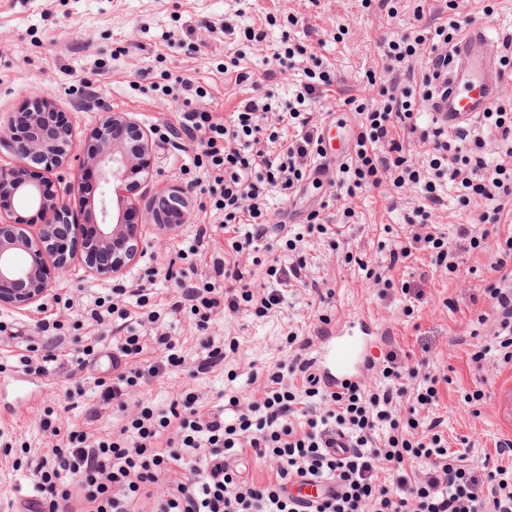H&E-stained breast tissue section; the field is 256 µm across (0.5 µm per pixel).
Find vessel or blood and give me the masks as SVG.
Masks as SVG:
<instances>
[{
  "mask_svg": "<svg viewBox=\"0 0 512 512\" xmlns=\"http://www.w3.org/2000/svg\"><path fill=\"white\" fill-rule=\"evenodd\" d=\"M488 33L471 25L451 52L448 75L428 103L445 128L458 130L474 122L503 98L506 80L502 69L487 54ZM365 322L348 323L330 332V344L319 356L318 378L326 389L355 381L369 363V348L362 339Z\"/></svg>",
  "mask_w": 512,
  "mask_h": 512,
  "instance_id": "b4317fda",
  "label": "vessel or blood"
}]
</instances>
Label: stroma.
<instances>
[{"label": "stroma", "instance_id": "1", "mask_svg": "<svg viewBox=\"0 0 512 512\" xmlns=\"http://www.w3.org/2000/svg\"><path fill=\"white\" fill-rule=\"evenodd\" d=\"M491 4L489 18L480 15L478 0H456L455 13L484 25L490 53L501 57L504 38L512 36V0ZM444 6L445 0H396L391 16L377 0H0V113L22 111L28 94L42 89L53 111L81 138L104 113H130L152 135L155 183L183 193L194 214L193 223L157 235L151 226L153 191L139 187L146 244L123 276L76 275L59 283L42 305L22 311L0 307V512H13L12 503L27 500L26 462L49 456L60 443L44 431V421L74 424L94 436L118 432L125 422L114 404L97 421L87 420L88 407L100 395L95 367L84 371L85 396L72 404L65 398L73 387L65 364L92 345L112 351L120 333L119 318L100 324L86 314L98 298L141 318L157 314L158 327L184 360L179 368L145 377L133 388L134 398L165 407L191 392L205 411L233 397L260 400L267 372L277 369L285 383L302 385L296 364L311 361L320 328L370 317L388 336L371 339L375 365L360 378L367 391L384 388L381 363L397 351L402 363L421 364L423 373L438 378V401L419 414L442 419L449 455L467 454L480 477L486 461L512 464V455L496 448L499 440L512 439V419L503 418L501 400L504 390L512 391V360L473 358L492 339V301L483 290L494 277L501 242L512 235V224L490 229L480 223V215L492 208L489 201L466 202L447 188L442 204L432 210L430 224L457 254L459 268L451 273L425 248L413 250L404 262H390L394 239L419 231L405 221L422 203L417 188L388 185L348 198L339 187L306 179L288 199L268 189L263 202L272 227L238 262L250 291L277 293L278 304L259 314L243 302L236 311L214 312L204 326L190 310L173 315L168 309L172 277L196 285L214 280L209 258L229 252L222 213L189 186L200 171L192 165L195 145L179 125L184 100L226 118L254 95L285 107L307 83L308 72L319 70L333 85L311 103L316 119L354 121L343 100L377 98L367 73L380 66L388 41L421 34ZM248 27L260 32V39H247ZM288 49L294 50L293 59L275 60V53ZM240 73L246 81H237ZM182 76L192 78L196 97L181 87ZM313 213L341 226L342 236L308 233ZM204 222L215 227L204 245L207 262L179 259L178 250L193 244L196 227ZM292 238L298 241L293 251L287 246ZM301 258L306 261L302 283L280 287L268 276L271 263L286 268ZM142 284L150 285L151 294L140 307ZM210 345L223 348L224 360L197 372ZM47 355L56 357L58 369L35 372V363ZM25 356L31 367L23 366ZM476 390L483 399L467 402L466 394Z\"/></svg>", "mask_w": 512, "mask_h": 512}]
</instances>
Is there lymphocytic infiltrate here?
I'll use <instances>...</instances> for the list:
<instances>
[{
    "instance_id": "obj_1",
    "label": "lymphocytic infiltrate",
    "mask_w": 512,
    "mask_h": 512,
    "mask_svg": "<svg viewBox=\"0 0 512 512\" xmlns=\"http://www.w3.org/2000/svg\"><path fill=\"white\" fill-rule=\"evenodd\" d=\"M465 21L449 16L414 40L390 41L382 71L388 80L380 86L379 103L358 102L354 110L361 118V131L351 163L339 168L340 187L348 196L357 190L384 184L421 188L423 203L416 210L428 222L432 205L438 204L439 180L458 190L494 202L492 223H500L505 200L512 199V166L489 165L481 141H467L465 134L449 136L447 130L430 123L416 110L417 100H429L448 72L450 48L465 28ZM429 44L422 73L414 69L396 72V64L412 57L416 47ZM326 74L304 85L295 106L277 113V120L290 129L289 138L265 134L263 122L274 112L271 102L257 97L243 100L237 112L224 119L200 108L185 109L180 124L197 142L196 168L208 176L200 193L210 197L225 224L247 223L242 236L230 247L234 253L250 251L264 238L269 227L263 196L267 187L291 197L298 183L320 155V125L305 108L320 86L330 85ZM429 142L431 156L427 172L414 169L405 155L413 136ZM496 275L486 286L498 313L492 343L478 352V359L497 352L512 359V267L498 261ZM177 295L171 313L191 308L201 317L220 306L236 309L239 301L255 302L258 309L276 305L278 296L255 298L242 291L240 299H227L215 283L202 287L176 283ZM114 363L116 375L102 390L100 400L108 404L126 395L144 378L141 365L145 342L140 334L117 337ZM386 386L382 392L366 394L358 382L335 391L311 386L305 390L287 386L280 374L267 378L262 403L233 417L210 418L200 414L198 399L186 394L157 412L141 405L114 438L90 439L87 432L51 427V435H65L66 445L54 449L52 459L34 468L29 512H297L288 485L298 478L334 484L316 512H512V468L495 467L488 486L466 465L464 455L449 456L440 429L441 419H406L393 416L394 398L406 392L407 382L418 379L415 399L429 406L438 399L436 377H418L414 368L398 364L396 352L384 358ZM324 402L325 412L314 413V401ZM304 417L294 426L293 415ZM346 434L351 449L336 456L328 437ZM252 452L256 462L277 460L266 481L249 483L226 464V457ZM401 466L393 485L380 483V461ZM428 465L425 477L405 471L404 463ZM180 468L168 496L153 501L151 487L173 468Z\"/></svg>"
}]
</instances>
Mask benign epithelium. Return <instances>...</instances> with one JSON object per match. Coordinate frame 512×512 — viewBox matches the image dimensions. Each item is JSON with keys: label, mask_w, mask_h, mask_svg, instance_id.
<instances>
[{"label": "benign epithelium", "mask_w": 512, "mask_h": 512, "mask_svg": "<svg viewBox=\"0 0 512 512\" xmlns=\"http://www.w3.org/2000/svg\"><path fill=\"white\" fill-rule=\"evenodd\" d=\"M48 93L31 92L27 108L0 120V150L20 166L0 163V306L28 307L44 301L53 285L69 273L76 253L73 239L84 240L85 272L117 277L140 254L142 225L134 223L139 203L133 191L152 175L150 134L126 112H109L83 142L68 124L47 120ZM90 167L101 185L98 201L85 202L89 223L70 220L66 200L51 190L49 174L72 161ZM40 166L41 178L26 180L19 167ZM128 193L113 213L112 189ZM43 215L42 223L26 224L15 215V198ZM27 256L18 265L16 253Z\"/></svg>", "instance_id": "1"}]
</instances>
